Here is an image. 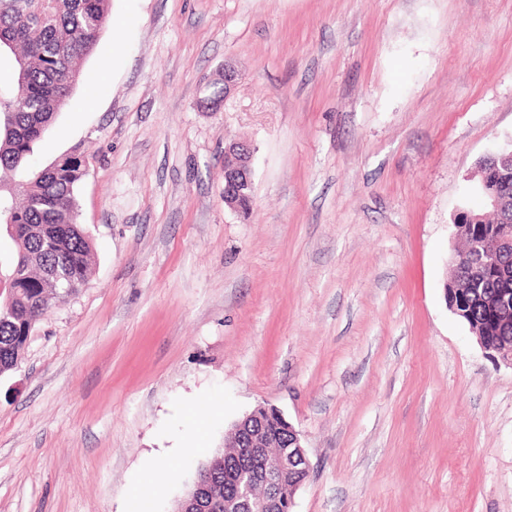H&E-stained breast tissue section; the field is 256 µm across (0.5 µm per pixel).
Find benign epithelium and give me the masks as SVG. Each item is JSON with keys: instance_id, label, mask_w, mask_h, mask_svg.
<instances>
[{"instance_id": "1", "label": "benign epithelium", "mask_w": 512, "mask_h": 512, "mask_svg": "<svg viewBox=\"0 0 512 512\" xmlns=\"http://www.w3.org/2000/svg\"><path fill=\"white\" fill-rule=\"evenodd\" d=\"M225 153L239 157L236 165L224 171V204L232 209H241V196L252 189L251 148L248 144L232 141L225 147ZM512 152L507 156L493 155L484 158L480 167L481 180L477 190L483 197L485 207L494 213H503L512 203V188L499 180V170L507 166ZM512 249V230L503 228L488 238L472 239L467 247L454 252L451 262L453 271L461 280L478 277L488 258L498 256ZM478 344L494 360L512 366V348L493 343L486 336L477 337ZM275 416L285 431L286 450L271 453L268 444L270 434L265 428L264 417ZM227 448H242L262 456L261 483L265 493L258 495L251 488V482L242 474L230 470L224 472V480L234 482L251 501L252 512H277L280 506V491L288 481H294L293 489L302 486L310 476V464L301 443L300 434L283 415L275 410L257 409L238 421L228 434Z\"/></svg>"}]
</instances>
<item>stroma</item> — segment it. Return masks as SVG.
I'll use <instances>...</instances> for the list:
<instances>
[{"label": "stroma", "mask_w": 512, "mask_h": 512, "mask_svg": "<svg viewBox=\"0 0 512 512\" xmlns=\"http://www.w3.org/2000/svg\"><path fill=\"white\" fill-rule=\"evenodd\" d=\"M510 143L512 0H111L29 161L84 155L93 264L0 376V512H175L261 406L311 464L293 512H512V368L445 295ZM224 152L239 157L231 168L224 170V203L232 209H242L240 196L252 190L251 148L248 144L232 141Z\"/></svg>", "instance_id": "1"}]
</instances>
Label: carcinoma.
<instances>
[{"label":"carcinoma","instance_id":"cac0c4a2","mask_svg":"<svg viewBox=\"0 0 512 512\" xmlns=\"http://www.w3.org/2000/svg\"><path fill=\"white\" fill-rule=\"evenodd\" d=\"M109 6L110 0H0V51L14 57L11 87L0 88V224H14L18 248L7 278L11 301L0 305V375L17 365L32 325L89 279L92 247L76 222L75 195L85 163L66 154L32 169L28 160L97 45ZM50 269L64 274L55 290L45 280ZM505 290L512 293V253L487 265L462 298L459 318L472 332L512 345V321L490 307ZM199 481L210 490L202 506L213 497L211 512H224V501L233 497L224 468L207 461L198 468Z\"/></svg>","mask_w":512,"mask_h":512}]
</instances>
